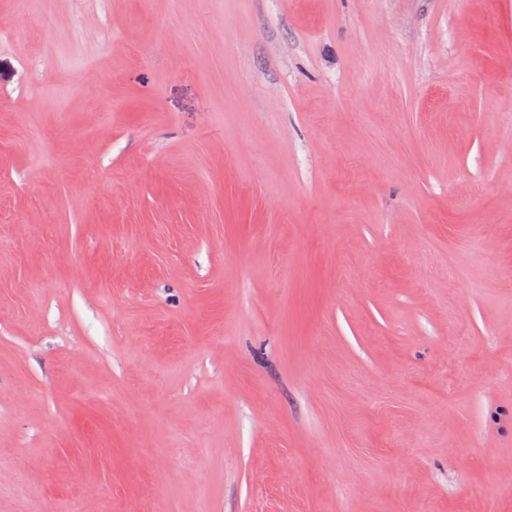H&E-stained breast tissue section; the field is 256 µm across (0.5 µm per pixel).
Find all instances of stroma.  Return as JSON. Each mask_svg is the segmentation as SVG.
<instances>
[{"label":"stroma","mask_w":512,"mask_h":512,"mask_svg":"<svg viewBox=\"0 0 512 512\" xmlns=\"http://www.w3.org/2000/svg\"><path fill=\"white\" fill-rule=\"evenodd\" d=\"M0 512H512V0H0Z\"/></svg>","instance_id":"stroma-1"}]
</instances>
